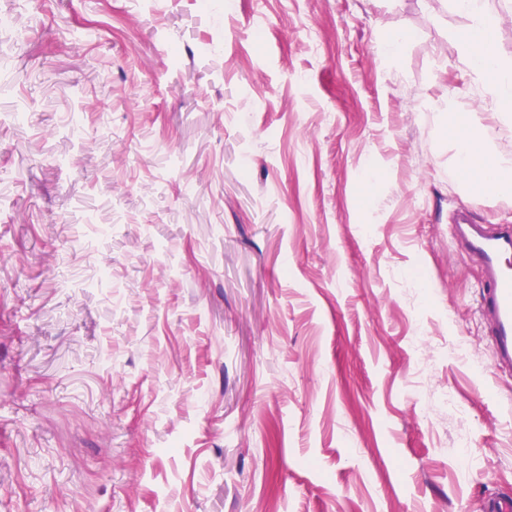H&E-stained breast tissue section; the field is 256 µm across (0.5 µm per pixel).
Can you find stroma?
Returning <instances> with one entry per match:
<instances>
[{
    "mask_svg": "<svg viewBox=\"0 0 512 512\" xmlns=\"http://www.w3.org/2000/svg\"><path fill=\"white\" fill-rule=\"evenodd\" d=\"M1 14L0 512L512 494V370L450 236L512 224V186L458 177L449 131L512 155V125L451 0Z\"/></svg>",
    "mask_w": 512,
    "mask_h": 512,
    "instance_id": "stroma-1",
    "label": "stroma"
}]
</instances>
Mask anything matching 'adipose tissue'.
Segmentation results:
<instances>
[{
	"label": "adipose tissue",
	"instance_id": "ef3b65f1",
	"mask_svg": "<svg viewBox=\"0 0 512 512\" xmlns=\"http://www.w3.org/2000/svg\"><path fill=\"white\" fill-rule=\"evenodd\" d=\"M454 5L471 20L457 36L462 60L494 101L496 121L512 119V69L504 65L499 54L498 12L490 0H454ZM455 140L461 175L490 189L512 183V157L489 151L485 133H459Z\"/></svg>",
	"mask_w": 512,
	"mask_h": 512
}]
</instances>
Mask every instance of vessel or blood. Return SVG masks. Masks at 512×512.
<instances>
[{
    "label": "vessel or blood",
    "mask_w": 512,
    "mask_h": 512,
    "mask_svg": "<svg viewBox=\"0 0 512 512\" xmlns=\"http://www.w3.org/2000/svg\"><path fill=\"white\" fill-rule=\"evenodd\" d=\"M455 243L462 245L484 273L480 313L501 367H512V225L474 224L467 214L452 226Z\"/></svg>",
    "instance_id": "vessel-or-blood-1"
}]
</instances>
